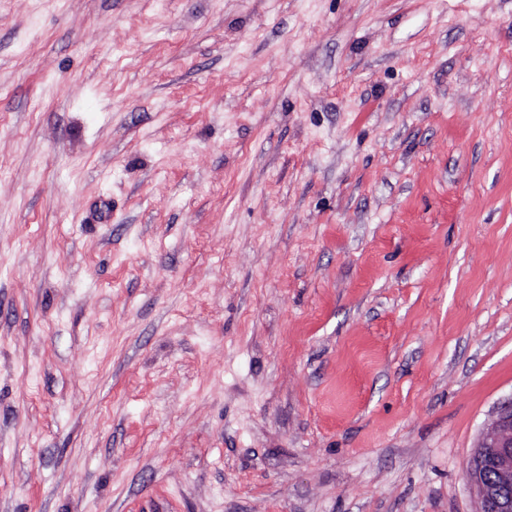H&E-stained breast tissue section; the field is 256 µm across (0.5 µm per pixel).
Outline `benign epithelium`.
Listing matches in <instances>:
<instances>
[{
	"mask_svg": "<svg viewBox=\"0 0 512 512\" xmlns=\"http://www.w3.org/2000/svg\"><path fill=\"white\" fill-rule=\"evenodd\" d=\"M464 479L476 496L475 512H512V399L481 433Z\"/></svg>",
	"mask_w": 512,
	"mask_h": 512,
	"instance_id": "benign-epithelium-1",
	"label": "benign epithelium"
}]
</instances>
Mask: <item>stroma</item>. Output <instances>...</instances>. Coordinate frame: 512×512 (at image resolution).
I'll return each instance as SVG.
<instances>
[{"instance_id": "35a3bbf8", "label": "stroma", "mask_w": 512, "mask_h": 512, "mask_svg": "<svg viewBox=\"0 0 512 512\" xmlns=\"http://www.w3.org/2000/svg\"><path fill=\"white\" fill-rule=\"evenodd\" d=\"M512 399V0H0V512H474Z\"/></svg>"}]
</instances>
